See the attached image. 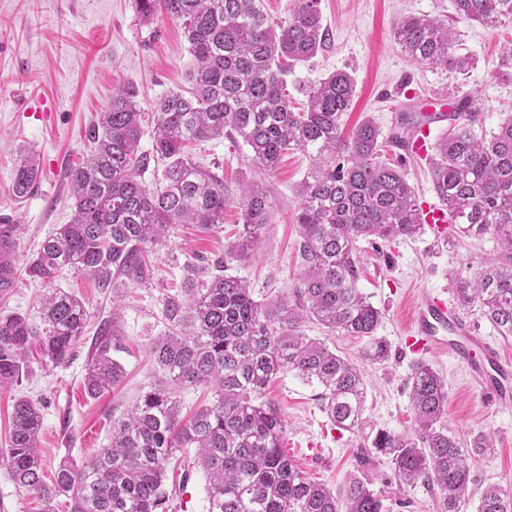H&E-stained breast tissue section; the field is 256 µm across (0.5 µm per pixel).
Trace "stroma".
<instances>
[{
  "label": "stroma",
  "mask_w": 512,
  "mask_h": 512,
  "mask_svg": "<svg viewBox=\"0 0 512 512\" xmlns=\"http://www.w3.org/2000/svg\"><path fill=\"white\" fill-rule=\"evenodd\" d=\"M320 11L328 43L289 75L292 106L303 102L302 87L344 71L356 86L344 117L349 128L370 119L383 136L392 137L411 91L481 98L482 130L487 134L512 118V24L491 29L455 22L454 52L471 60L468 71L459 74L410 62L392 36L396 24L410 15L455 21L454 0H321ZM190 63L180 25L162 15L140 22L134 0H0V219L21 227L17 264L31 259L53 228L71 222L73 199L66 172L89 152L87 133L108 104L113 87L134 84L141 109L151 112L167 94L189 90ZM23 151L37 155L42 174L37 188L19 199L9 185ZM194 156L224 177L228 198L223 229L174 226L156 248L155 279L145 287L121 277L116 290L101 289L87 276L63 270L56 285L84 301L90 324L68 365L54 368L30 362L16 385L0 390V448L9 437L12 400L20 395L43 405L40 446L48 468H55L61 458L80 459L107 445L113 414L131 407L149 383L161 377L149 344L165 331L161 298L167 284L179 281L181 258L223 252L240 218L241 183L266 194L268 221L259 247L244 261L233 263V271L250 282L259 300L291 287L300 267V230L294 222L300 207L297 186L309 167L308 157L289 153L274 172L266 173L252 167L246 146L227 137L199 143ZM496 253L492 235L468 238L450 230L438 237L428 227L413 238L360 242L363 269L358 287L382 311L377 333L391 346L388 362L363 367L364 416L377 428L410 431L413 412L407 380L414 364H429L447 384L443 425L449 435L465 448L480 433L494 437V453L474 463L479 484L512 490V406L487 403L469 385L463 363L440 352L413 354L403 348L417 300L432 292L453 293L459 279L473 277L482 261ZM44 293L42 284L20 277L6 295H0V312L38 321ZM116 293L121 296L122 341L112 356L124 366L126 378L117 389L91 398L83 391L85 368L96 328L110 317ZM318 393L317 387L286 374L271 382L262 398L277 408L286 424L285 448L294 464L339 493L356 472L363 434L334 426ZM372 481L384 512H436L437 490L421 483L401 484L389 458L378 459Z\"/></svg>",
  "instance_id": "1"
}]
</instances>
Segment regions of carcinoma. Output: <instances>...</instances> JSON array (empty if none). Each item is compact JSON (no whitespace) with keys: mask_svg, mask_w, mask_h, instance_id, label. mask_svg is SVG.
Segmentation results:
<instances>
[{"mask_svg":"<svg viewBox=\"0 0 512 512\" xmlns=\"http://www.w3.org/2000/svg\"><path fill=\"white\" fill-rule=\"evenodd\" d=\"M456 20L491 28L512 23V0H454ZM141 21L163 14L181 24L193 58L191 95L172 92L153 113L152 147L140 148L147 119L132 84L112 92L89 131L93 150L70 167L73 218L49 235L24 266L0 264V291L25 275L52 288L41 303V327L18 313H0V389L18 383L31 359L44 366L70 362L90 313L74 294L54 287L73 269L112 288L153 278L151 256L174 224L213 230L224 224V179L189 154L197 143L224 135L241 140L254 166L277 168L299 151L310 167L299 185L295 216L302 241V269L291 291L259 301L230 263L254 250L267 223V198L246 189L239 202L235 240L211 258L194 255L163 295L167 332L153 339L149 354L162 379L148 386L128 409L112 415L109 444L77 461L62 458L45 475L38 449L42 405L14 400L6 457L14 485L57 512H175L168 481L185 483L189 471L169 475L171 462L193 463L205 472L207 512H382L366 478L352 477L344 500L298 469L284 449L286 427L277 409L257 398L279 376L292 373L320 389L333 425H364V376L357 365L304 333L314 320L332 332L365 340L361 359L388 361L390 345L376 335L382 312L360 289L358 243L412 238L422 229L416 194L402 163L381 160V130L365 119L344 134V115L355 95L352 77L334 72L304 89L306 103L290 105L286 76L326 44L320 0H289L288 18L274 21L264 0H135ZM403 55L416 64L462 72L468 61L452 51L454 28L442 19L407 16L393 30ZM483 105L469 96L459 122L435 143L429 159L432 189L460 233H490L500 253L482 263L474 278L457 283L459 306L474 309L502 336H512V120L490 135L477 132ZM160 170L162 187L142 182ZM41 177L37 158L22 153L10 192L25 198ZM118 304L100 324L86 366L84 391L97 397L123 381L112 358L120 342ZM209 386L213 400L184 424L176 390ZM416 427L399 434L378 429L358 458H390L398 480L421 482L441 494L440 512H458L472 495L474 457L493 450L488 433L469 448L440 426L448 406L441 375L420 362L408 382ZM477 512H512V492L485 488Z\"/></svg>","mask_w":512,"mask_h":512,"instance_id":"obj_1","label":"carcinoma"}]
</instances>
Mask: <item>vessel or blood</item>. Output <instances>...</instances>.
<instances>
[{
  "label": "vessel or blood",
  "instance_id": "b4317fda",
  "mask_svg": "<svg viewBox=\"0 0 512 512\" xmlns=\"http://www.w3.org/2000/svg\"><path fill=\"white\" fill-rule=\"evenodd\" d=\"M433 102L438 107L437 112L402 141L405 156H426L434 147L435 129L454 124L464 100L437 96ZM420 209L423 223L436 234L446 232L450 222L446 207L425 201ZM406 346L415 353H447L465 364L470 385L484 397L498 405L512 404V365L502 361L498 350L479 335L474 324L457 311L447 296L427 294L414 305Z\"/></svg>",
  "mask_w": 512,
  "mask_h": 512
}]
</instances>
